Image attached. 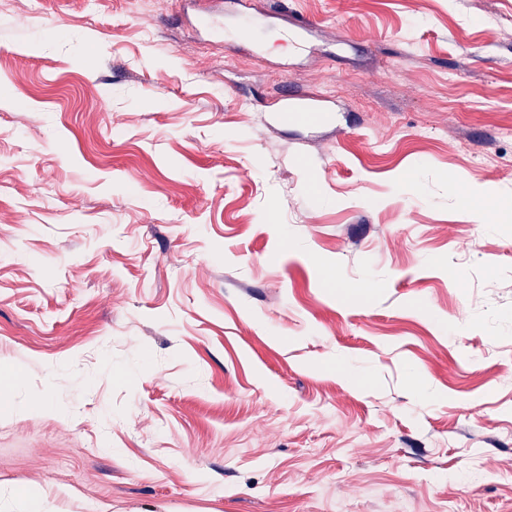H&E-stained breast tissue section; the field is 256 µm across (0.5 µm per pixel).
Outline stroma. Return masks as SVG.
<instances>
[{"label": "stroma", "mask_w": 512, "mask_h": 512, "mask_svg": "<svg viewBox=\"0 0 512 512\" xmlns=\"http://www.w3.org/2000/svg\"><path fill=\"white\" fill-rule=\"evenodd\" d=\"M224 28L0 0V512H512V0ZM327 102L322 96L290 93L274 101L271 112H303L307 118H312L318 112L329 111Z\"/></svg>", "instance_id": "stroma-1"}]
</instances>
